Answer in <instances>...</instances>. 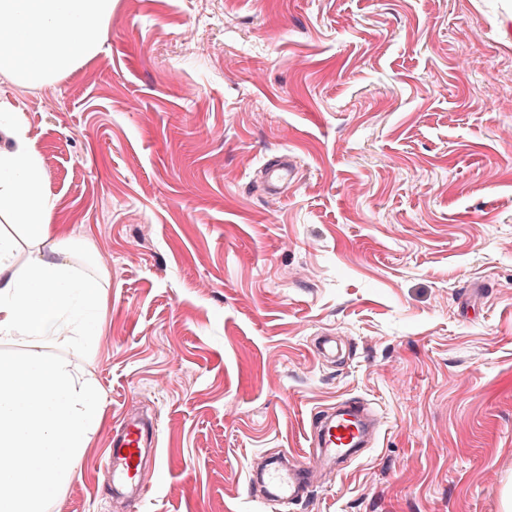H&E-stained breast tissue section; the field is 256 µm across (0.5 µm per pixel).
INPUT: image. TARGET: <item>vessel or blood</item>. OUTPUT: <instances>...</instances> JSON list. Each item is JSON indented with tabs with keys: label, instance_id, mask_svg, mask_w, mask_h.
I'll list each match as a JSON object with an SVG mask.
<instances>
[{
	"label": "vessel or blood",
	"instance_id": "vessel-or-blood-1",
	"mask_svg": "<svg viewBox=\"0 0 512 512\" xmlns=\"http://www.w3.org/2000/svg\"><path fill=\"white\" fill-rule=\"evenodd\" d=\"M293 169L287 154L270 157L260 172V181L268 194L279 195ZM372 441L368 425V410L362 402H350L319 425L313 426L310 444L316 454L337 461L348 457ZM160 450L152 421L133 415L123 418L112 432L106 466L112 472L113 489L127 490L134 501H141L148 485L141 468L144 460L159 457ZM310 466L307 458H289L287 465L269 464L263 483L269 494L280 501L302 500L310 488Z\"/></svg>",
	"mask_w": 512,
	"mask_h": 512
}]
</instances>
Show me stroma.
Masks as SVG:
<instances>
[{"mask_svg":"<svg viewBox=\"0 0 512 512\" xmlns=\"http://www.w3.org/2000/svg\"><path fill=\"white\" fill-rule=\"evenodd\" d=\"M98 40L46 85L0 75L54 237L104 276L74 359L105 421L45 512H505L512 0H113ZM347 399L380 419L361 459L289 506L248 496L253 459L307 451ZM127 412L163 455L134 508L103 468ZM293 169L288 161L287 153H279L270 157L260 171V181L264 190L270 195H281L283 187L293 177Z\"/></svg>","mask_w":512,"mask_h":512,"instance_id":"stroma-1","label":"stroma"}]
</instances>
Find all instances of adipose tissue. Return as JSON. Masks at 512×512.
I'll return each mask as SVG.
<instances>
[{"label": "adipose tissue", "instance_id": "1", "mask_svg": "<svg viewBox=\"0 0 512 512\" xmlns=\"http://www.w3.org/2000/svg\"><path fill=\"white\" fill-rule=\"evenodd\" d=\"M113 0H0V75L37 87L100 52L96 39ZM0 216L24 225L34 244L15 265L0 235V512H44L81 463L104 422V393L62 348H85L98 332L101 280L71 269L75 245L51 236L53 205L23 128L0 102Z\"/></svg>", "mask_w": 512, "mask_h": 512}]
</instances>
